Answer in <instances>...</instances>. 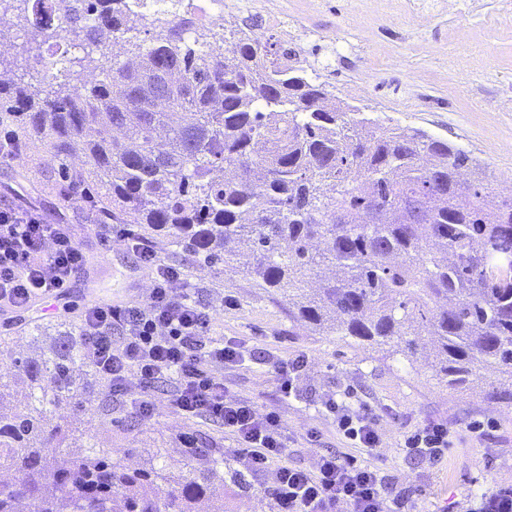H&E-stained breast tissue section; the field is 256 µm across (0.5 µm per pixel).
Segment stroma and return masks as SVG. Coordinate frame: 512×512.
I'll return each mask as SVG.
<instances>
[{"label": "stroma", "instance_id": "stroma-1", "mask_svg": "<svg viewBox=\"0 0 512 512\" xmlns=\"http://www.w3.org/2000/svg\"><path fill=\"white\" fill-rule=\"evenodd\" d=\"M239 24L255 33L272 31L271 16L287 18L301 31L303 53L317 62L320 79L337 100L358 107L388 125L419 129L467 151L489 176L491 188L512 181V28L476 24L467 14L437 12L426 25L405 7V0H247ZM12 23L0 27V71L22 74L19 46L27 27L17 0H6ZM45 143L21 146L0 159V205L38 209L49 223L72 224L84 248L87 266L56 296L24 309H0V337H8L0 370L8 371L9 393L27 391L15 357L44 358L58 329L78 322L89 299L122 302L137 298L135 284H150L120 239H113L110 262H101L93 232L84 226L88 203L71 204L51 185ZM180 272L200 300L213 310L210 334L241 342L244 357L225 368L232 394L252 399L259 409H278L288 435L289 465L315 470L320 454L348 452L337 434L329 399L369 405L381 416V451L367 462L399 487L416 490L419 512H476L485 497L512 486V403L485 395L483 382L453 390L431 366L429 348L413 361L359 344L351 339L318 336L291 325L281 309L260 299L241 275L188 258ZM309 357L289 396L278 391L265 356L288 358L295 351ZM68 424L71 445L93 440L111 451L114 462L137 467L152 455L168 474L202 467L184 439L191 436L224 451V466L241 469L236 443L223 428L177 415L165 395H157L155 415L129 425V412L105 419L74 416L70 403L55 411ZM439 421L451 429L452 444L442 464L433 466L409 454L406 435L424 422ZM319 433L318 441L306 438ZM271 474L251 478L250 493L224 485L226 512H276L267 493Z\"/></svg>", "mask_w": 512, "mask_h": 512}]
</instances>
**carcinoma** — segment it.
<instances>
[{
  "label": "carcinoma",
  "mask_w": 512,
  "mask_h": 512,
  "mask_svg": "<svg viewBox=\"0 0 512 512\" xmlns=\"http://www.w3.org/2000/svg\"><path fill=\"white\" fill-rule=\"evenodd\" d=\"M32 4L33 40L50 39L52 0ZM129 0H72L66 22L91 49L122 45L92 85L43 87L0 73V127L38 138L63 165L59 195L105 202L114 224H140L207 262L236 266L288 322L351 338L410 361L430 340L433 368L452 388L495 373L488 394L512 401V200L486 203L485 178L462 171L461 149L388 126L336 101L303 68L281 67L274 34L232 29L222 52L191 17L165 20L148 43L129 26ZM166 74L165 100L145 79ZM81 328L66 326L50 356L17 360L28 394L0 410V512H224V454L184 476L112 462L86 447L58 464L49 440L69 437L52 407L88 367ZM167 483L160 491L159 482ZM512 487L483 512H502Z\"/></svg>",
  "instance_id": "1"
}]
</instances>
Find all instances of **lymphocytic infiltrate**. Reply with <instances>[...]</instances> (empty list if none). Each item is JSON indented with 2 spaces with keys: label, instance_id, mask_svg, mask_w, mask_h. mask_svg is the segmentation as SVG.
Returning <instances> with one entry per match:
<instances>
[{
  "label": "lymphocytic infiltrate",
  "instance_id": "lymphocytic-infiltrate-1",
  "mask_svg": "<svg viewBox=\"0 0 512 512\" xmlns=\"http://www.w3.org/2000/svg\"><path fill=\"white\" fill-rule=\"evenodd\" d=\"M86 219L101 250H109L113 236H120L151 271L146 299L93 303L82 316L85 356L110 384L113 404L126 405L129 380L138 378V412L151 418V392L156 384L168 383L174 411L223 427L235 439L248 472H272L269 492L278 512H415L411 496L393 490L378 468L355 456L321 455L312 471L283 464L287 435L281 414L258 412L250 399L230 395L220 373L242 359L241 345L209 336V307L196 301L191 288L175 290L179 269L162 264L148 238L129 228L115 229L98 212H88ZM84 267L85 254L71 225L46 223L31 210L0 208V307L21 309L61 293ZM326 410L350 447L378 454V413L334 401ZM448 444V426L438 422L421 424L405 441L407 450L432 463L442 462Z\"/></svg>",
  "mask_w": 512,
  "mask_h": 512
}]
</instances>
